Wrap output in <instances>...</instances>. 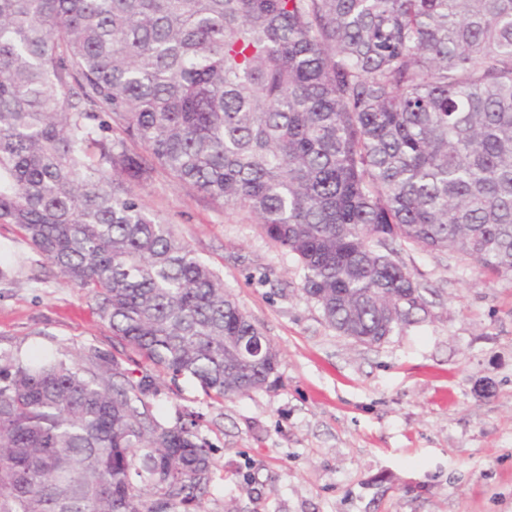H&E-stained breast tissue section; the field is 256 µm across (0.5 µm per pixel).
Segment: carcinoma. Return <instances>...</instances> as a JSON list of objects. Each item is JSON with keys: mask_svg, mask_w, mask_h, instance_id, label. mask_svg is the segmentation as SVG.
<instances>
[{"mask_svg": "<svg viewBox=\"0 0 512 512\" xmlns=\"http://www.w3.org/2000/svg\"><path fill=\"white\" fill-rule=\"evenodd\" d=\"M157 166L248 213L338 333L391 336L428 306L397 240L512 276V0H0V223L157 370L268 389L278 354L239 355L262 332L142 200ZM86 360L0 355V512H197L195 423Z\"/></svg>", "mask_w": 512, "mask_h": 512, "instance_id": "1", "label": "carcinoma"}]
</instances>
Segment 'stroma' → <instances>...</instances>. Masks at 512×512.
<instances>
[{
    "instance_id": "35a3bbf8",
    "label": "stroma",
    "mask_w": 512,
    "mask_h": 512,
    "mask_svg": "<svg viewBox=\"0 0 512 512\" xmlns=\"http://www.w3.org/2000/svg\"><path fill=\"white\" fill-rule=\"evenodd\" d=\"M147 208L217 269L278 352L270 389L217 403L155 373L157 416L198 417L211 447L202 512H512V278L393 242L429 314L384 342L338 335L295 259L242 210L156 170ZM0 354L116 352L85 293L0 224Z\"/></svg>"
}]
</instances>
